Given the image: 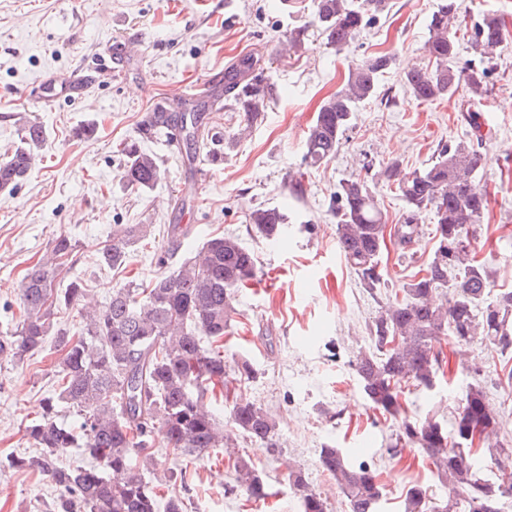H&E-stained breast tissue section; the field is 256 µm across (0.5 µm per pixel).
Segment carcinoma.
Segmentation results:
<instances>
[{
  "label": "carcinoma",
  "mask_w": 512,
  "mask_h": 512,
  "mask_svg": "<svg viewBox=\"0 0 512 512\" xmlns=\"http://www.w3.org/2000/svg\"><path fill=\"white\" fill-rule=\"evenodd\" d=\"M457 0H440L429 18L424 46L427 63L404 74L403 84L422 102L450 99L461 91L473 97L487 92L486 66H458V40L451 32ZM315 18L326 45L340 54L357 34L385 11L387 0H314ZM503 20L487 12L471 26L469 48L489 60L505 42ZM394 65L389 53H375L348 66L344 88L320 106L305 142L304 163L315 167L335 156L354 112L375 96L382 77ZM256 63L242 56L224 72L231 106L248 125L262 119L272 84L255 73ZM470 141L448 143L413 171L393 161L378 175L404 202L398 223L388 225L368 181L340 182L330 199L336 215V239L347 264L371 294L386 287L380 269L387 243L411 250L432 215L435 250L425 268L402 288V299L379 306L369 325L368 346L358 351L354 366L360 388L374 409L401 418L397 440L416 447L436 467L448 494L411 485L404 512H504L512 501V443L500 438L502 416L487 403L484 386H468L451 427L434 418L422 422L401 417L402 385L429 390L443 370L441 341L463 346L475 340L497 353L512 352V289L493 292L490 271L473 249L476 225L487 206L476 183L483 157L474 147L485 134L471 114ZM204 112L181 104L165 113L163 125L145 121L149 138L165 127L177 130L189 152L199 144ZM45 141L42 126L23 128L20 144L0 158V189L15 188L34 165ZM125 182L151 189L161 178L156 158L139 141L122 147ZM288 215L277 207H257L249 214L252 232L277 239ZM146 224H115L112 240L97 254V265L127 266L133 248L147 235ZM77 242L59 236L50 258L27 271L20 305L23 318L13 336H0V352L22 363L43 348L47 337L61 352V384L47 398L41 417L26 428L38 456L10 462L13 468L35 469L59 492L50 512H159L156 486L144 472L155 464L153 437L166 447L198 458L220 448L233 460L237 486L248 498L263 500L270 492L251 459L239 455L232 432L267 448L278 447L277 425L256 403L233 398L231 432L216 422L213 404L224 399V335L234 313L235 292L256 278L254 253L240 239L224 234L208 239L197 254L145 288H114L105 306L83 317L79 336L55 328L57 312L77 304L82 281L54 287L57 270L77 253ZM207 340H202V337ZM72 412L60 422L58 406ZM70 448H81L88 465L70 469L58 464ZM319 462L342 490L347 512H377L383 488L376 471L348 464L339 448L320 450ZM302 512H328L320 494L309 488L302 470L288 474Z\"/></svg>",
  "instance_id": "cac0c4a2"
}]
</instances>
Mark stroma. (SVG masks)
<instances>
[{
  "label": "stroma",
  "instance_id": "stroma-1",
  "mask_svg": "<svg viewBox=\"0 0 512 512\" xmlns=\"http://www.w3.org/2000/svg\"><path fill=\"white\" fill-rule=\"evenodd\" d=\"M438 3L389 0L338 54L325 44L313 0H0V154L19 145L26 124L46 132L35 168L17 188L0 190V336L15 332L20 321L26 270L60 235L79 247L55 285L80 277L88 307L103 305L112 289L148 284L216 235L238 236L258 258L256 281L237 297L224 359L251 364L254 378L244 382L229 373L228 389L261 405L278 424V448L236 439L271 495L263 503L248 500L227 456L189 462L155 438L156 475L190 470L187 484L159 489L163 497H180L184 512H301L288 487L296 469L306 472L329 512H346L339 486L319 467L327 444L378 473L382 512H401L414 483L444 492L417 449L389 455L398 422L364 398L353 365L379 306L430 260L433 226L425 224L408 254L389 247L382 257L388 284L373 295L341 254L329 210L339 183L362 175V160L377 166L397 160L414 169L428 163L438 145L467 139L459 98L421 102L402 81L404 71L426 61L428 20ZM459 3L467 21L487 11L505 20L507 40L492 59L489 92L472 105L491 131L476 178L488 207L474 248L494 288H512V0ZM296 28L307 29L308 39L293 52L286 44ZM378 52L394 54L395 67L376 96L360 105L336 155L306 169L304 143L321 104L343 87L350 62ZM244 55L256 59L274 95L262 121L243 136V118L224 97V72ZM188 92L214 111L208 130L228 145L220 163L208 159L211 142L192 156L171 150L167 136H139L156 104H177ZM87 126L92 136H82ZM135 139L162 171L149 190L122 179L119 146ZM258 206L285 209L288 233L279 242L252 232L249 213ZM116 224H144L148 232L127 268L104 269L94 258ZM173 224L192 229L177 248L170 242ZM162 255L163 267L157 263ZM443 349L445 377L430 390L405 386V416L452 423L476 366L512 440V389L497 381L495 351L478 342ZM59 362L50 342L20 365L0 354V512H47L52 503L54 488L45 476L7 463L37 455L25 428L56 388Z\"/></svg>",
  "mask_w": 512,
  "mask_h": 512
}]
</instances>
